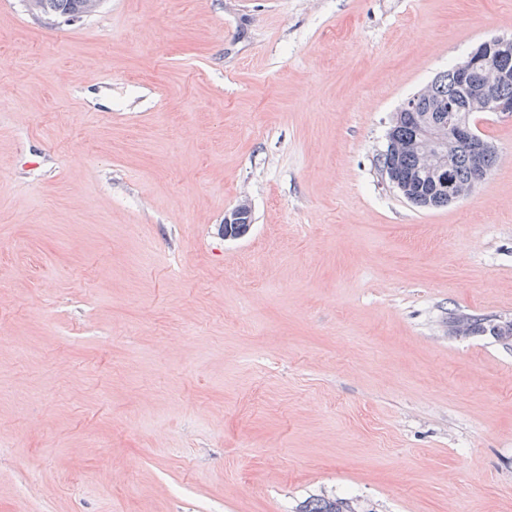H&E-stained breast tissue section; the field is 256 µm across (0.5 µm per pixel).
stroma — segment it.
Instances as JSON below:
<instances>
[{
	"label": "stroma",
	"instance_id": "obj_1",
	"mask_svg": "<svg viewBox=\"0 0 512 512\" xmlns=\"http://www.w3.org/2000/svg\"><path fill=\"white\" fill-rule=\"evenodd\" d=\"M512 0H0V512H512V117L379 168ZM252 226H219L240 202ZM97 0H37L39 13L49 17L74 18L88 16L97 8L94 3ZM455 71L459 86L472 91L469 103L474 112H495L512 116V85L492 91V94L499 96L490 93L491 89L497 86L512 83V35L509 38L498 36L482 41L465 60L456 65ZM460 87L448 72L439 75L427 86L428 94L421 97L422 105L419 111V94L408 98L402 104L398 112H402L400 115L407 113L399 119L395 118L388 134L389 141L397 149L392 152L389 146L387 147L382 155V168L384 170L393 167L404 178L412 175V180L408 182V190L406 183L395 173L384 171L391 188L399 191L412 203L415 202V196L418 199V204L414 203L417 207L438 208L460 200L486 178L495 164L493 162L491 166L486 165V161H496L493 146L482 139L476 127L460 116V112H471L465 107L464 98L468 95ZM448 100L456 101L457 112L455 104L449 103L448 121L443 118L441 122L421 129L416 143L421 176L435 184L444 194H448L445 196L433 192V189L421 180L414 179L419 163L412 141L425 120L433 122L438 116V112H431L434 106ZM471 113L470 121L474 123V113ZM462 149L472 152L476 159L474 179L470 182L472 159L469 153L461 151L455 157ZM452 162L455 179L460 184L469 182L467 188H461L453 178ZM449 330L457 336H491L498 342L512 347V318H481L469 314L454 313L449 317ZM297 512H356L350 499L319 496L304 501Z\"/></svg>",
	"mask_w": 512,
	"mask_h": 512
}]
</instances>
